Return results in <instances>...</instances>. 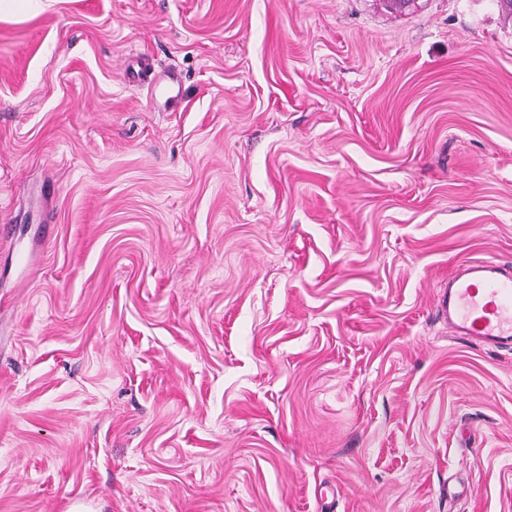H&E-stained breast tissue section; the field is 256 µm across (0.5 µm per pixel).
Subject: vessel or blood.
<instances>
[{
  "mask_svg": "<svg viewBox=\"0 0 512 512\" xmlns=\"http://www.w3.org/2000/svg\"><path fill=\"white\" fill-rule=\"evenodd\" d=\"M436 308L447 317L453 335L512 344V266L493 260L458 265Z\"/></svg>",
  "mask_w": 512,
  "mask_h": 512,
  "instance_id": "b4317fda",
  "label": "vessel or blood"
}]
</instances>
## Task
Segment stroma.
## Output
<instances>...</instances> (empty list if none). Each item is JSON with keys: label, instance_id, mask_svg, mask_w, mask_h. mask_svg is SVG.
Wrapping results in <instances>:
<instances>
[{"label": "stroma", "instance_id": "stroma-1", "mask_svg": "<svg viewBox=\"0 0 512 512\" xmlns=\"http://www.w3.org/2000/svg\"><path fill=\"white\" fill-rule=\"evenodd\" d=\"M0 0V512H512L497 0ZM436 308L453 336L509 345L512 340V267L494 260L467 261L448 276Z\"/></svg>", "mask_w": 512, "mask_h": 512}]
</instances>
